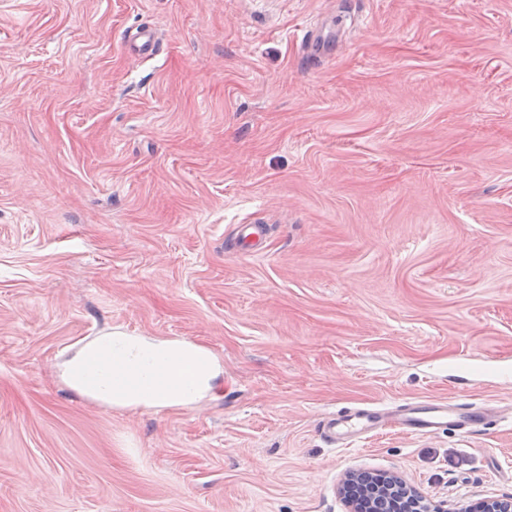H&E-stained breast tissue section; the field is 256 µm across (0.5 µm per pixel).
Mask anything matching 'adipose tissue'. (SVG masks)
<instances>
[{
	"label": "adipose tissue",
	"mask_w": 512,
	"mask_h": 512,
	"mask_svg": "<svg viewBox=\"0 0 512 512\" xmlns=\"http://www.w3.org/2000/svg\"><path fill=\"white\" fill-rule=\"evenodd\" d=\"M190 360L203 363L202 370L192 380L173 379L164 388H157L160 373ZM131 372L138 374L139 386H126L127 375ZM214 374L213 358L193 344L154 342L120 334L107 335L85 347L66 367L67 379L76 389L121 406L189 404L209 389Z\"/></svg>",
	"instance_id": "ef3b65f1"
}]
</instances>
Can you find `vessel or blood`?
<instances>
[{
  "label": "vessel or blood",
  "instance_id": "1",
  "mask_svg": "<svg viewBox=\"0 0 512 512\" xmlns=\"http://www.w3.org/2000/svg\"><path fill=\"white\" fill-rule=\"evenodd\" d=\"M130 51L137 56L155 55L157 44L149 26H142L128 39ZM488 410L476 403H448L428 400L407 402L392 407L345 408L325 417L320 435L329 445L349 447L356 440L387 430L406 435H425L455 425L462 432L478 430L486 421Z\"/></svg>",
  "mask_w": 512,
  "mask_h": 512
}]
</instances>
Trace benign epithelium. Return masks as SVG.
Wrapping results in <instances>:
<instances>
[{"instance_id":"benign-epithelium-1","label":"benign epithelium","mask_w":512,"mask_h":512,"mask_svg":"<svg viewBox=\"0 0 512 512\" xmlns=\"http://www.w3.org/2000/svg\"><path fill=\"white\" fill-rule=\"evenodd\" d=\"M341 493L352 512L374 510L393 504L395 512H431L424 501L401 476L393 478L357 472L342 484ZM459 512H512V498H484L463 507Z\"/></svg>"}]
</instances>
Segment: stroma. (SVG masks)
Segmentation results:
<instances>
[{"label":"stroma","instance_id":"stroma-1","mask_svg":"<svg viewBox=\"0 0 512 512\" xmlns=\"http://www.w3.org/2000/svg\"><path fill=\"white\" fill-rule=\"evenodd\" d=\"M110 333L219 374L98 402L63 365ZM426 399L494 418L318 431ZM353 471L512 496V0H0V512H347ZM128 47L136 56L155 55L157 44L152 29L148 25L142 26L128 38ZM488 409L476 403H448L441 400L407 402L392 407L344 408L325 417L320 435L331 446L349 447L386 430L406 435H425L454 424L464 433L478 430Z\"/></svg>","mask_w":512,"mask_h":512}]
</instances>
